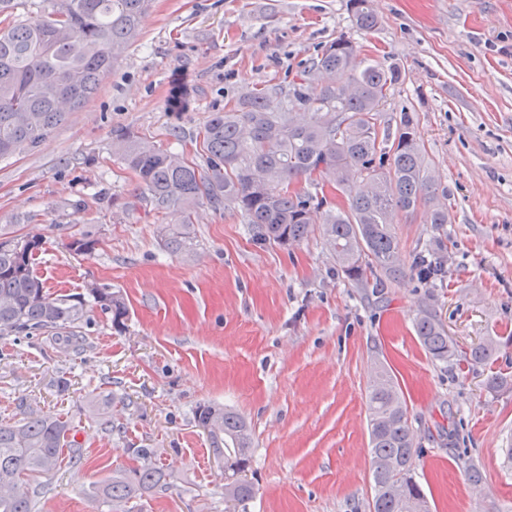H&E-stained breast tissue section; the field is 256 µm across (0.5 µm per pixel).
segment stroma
<instances>
[{"label":"stroma","instance_id":"stroma-1","mask_svg":"<svg viewBox=\"0 0 512 512\" xmlns=\"http://www.w3.org/2000/svg\"><path fill=\"white\" fill-rule=\"evenodd\" d=\"M380 23L353 27L348 0H153L140 36L97 95L36 148L0 160V230L38 233L49 291L121 292L124 330L89 308L86 342L0 338V423L49 410L81 452L39 478L35 512H110L92 491L152 448L167 474L143 512H224V472L194 420L201 404L251 423L255 488L248 512H370L374 496L366 392L375 362L397 377L420 437L417 479L433 512H512V344L486 364L446 367L420 345L413 319L430 303L466 351L512 334V0H369ZM349 36L370 62L398 66L381 126L413 115L447 194L451 222L399 216L405 257L442 238L447 276L358 288L334 271L320 232L284 248L254 243L241 215L208 204L193 241L164 250L156 211L112 152L128 126L155 146L204 164L202 131L250 88L287 85L322 47ZM99 238L94 254L65 247ZM71 387L59 393L57 382ZM111 400L112 430L88 394ZM481 467L470 497L465 462Z\"/></svg>","mask_w":512,"mask_h":512}]
</instances>
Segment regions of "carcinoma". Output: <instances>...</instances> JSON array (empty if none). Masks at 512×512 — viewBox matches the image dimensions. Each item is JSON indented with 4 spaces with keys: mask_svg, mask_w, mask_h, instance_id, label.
I'll return each instance as SVG.
<instances>
[{
    "mask_svg": "<svg viewBox=\"0 0 512 512\" xmlns=\"http://www.w3.org/2000/svg\"><path fill=\"white\" fill-rule=\"evenodd\" d=\"M355 27L371 31L379 23L368 0H348ZM149 0H52L49 9L33 2L25 18L14 14L15 0H0V159L36 147L67 113L96 96L102 79L138 36ZM401 78L393 66L359 58L344 37L326 45L299 79L288 86L252 88L204 128L205 167L142 140L134 131L112 129V150L137 177L157 211L174 209L182 223L161 229L162 246L175 255L191 245V215L208 202L240 213L252 240L286 246L300 242L318 224L335 272L348 282H398L408 272L444 274L441 245L426 250L415 265L402 256L394 217L426 207V221L440 230L450 223L440 176L428 162L416 124L402 114L395 135L380 130V106ZM304 108L299 113L296 108ZM307 181L313 189L291 185ZM330 185L346 196L334 206L323 194ZM99 239L88 232L65 243L76 255H90ZM40 234L0 241V335L50 334L78 349L87 301L74 294L46 291L36 270ZM91 297L112 328L126 326L123 296L106 287ZM414 330L433 360L448 366L482 364L495 354L491 342L468 352L458 349L429 305L414 319ZM372 512H431L429 498L414 477L418 434L404 393L387 367L378 364L367 395ZM214 455L224 456V510L247 512L254 487L244 478L252 468V429L239 413L212 405L196 409ZM79 449L67 421L30 412L0 425V512H33L37 476L54 473L64 451ZM137 462L96 488L117 509L166 482L152 448L128 449Z\"/></svg>",
    "mask_w": 512,
    "mask_h": 512,
    "instance_id": "carcinoma-1",
    "label": "carcinoma"
}]
</instances>
